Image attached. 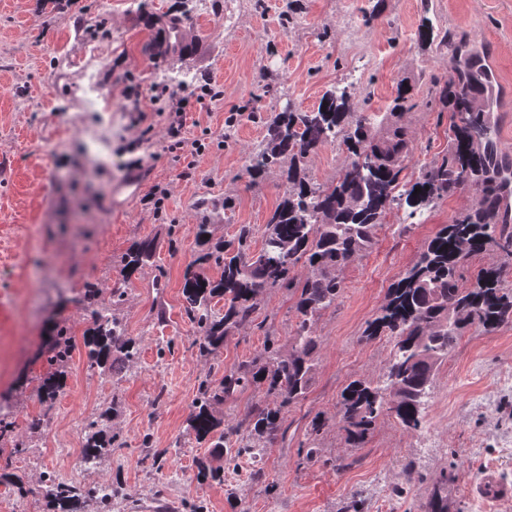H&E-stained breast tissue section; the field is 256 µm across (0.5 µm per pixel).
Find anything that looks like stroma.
I'll use <instances>...</instances> for the list:
<instances>
[{
	"instance_id": "stroma-1",
	"label": "stroma",
	"mask_w": 512,
	"mask_h": 512,
	"mask_svg": "<svg viewBox=\"0 0 512 512\" xmlns=\"http://www.w3.org/2000/svg\"><path fill=\"white\" fill-rule=\"evenodd\" d=\"M180 13V0H141L137 10L125 0H0V397L9 403L0 417L12 424L0 441V512L18 503L50 512L48 472L87 489L112 486L108 512H138L141 503L155 512H344L354 496L363 512H424L443 479L448 512H512V500L481 492L492 476L512 484V377L504 374L512 324L460 339L438 370L419 430L385 415L361 447L334 425L313 459L301 453L313 417L334 416L350 381L382 378L391 344L365 336L366 325L425 241L474 202L472 187L412 220L406 205H389L373 249L344 270L335 308L317 321L314 378L285 414L284 440L259 459L241 457L220 480L198 476L201 465L222 461L189 429L190 406L201 383L221 379L267 340L290 349L295 298L269 291L252 325L226 336L213 358L199 356L182 298L196 224L208 219L214 237L232 239L240 225L263 227L283 193L280 172L257 182L243 173L265 134L251 111H309L338 87L363 112L383 113L407 84L403 180L416 181L447 154L453 118L436 90L451 74L448 50L420 42L422 27L466 43L498 73L494 138L512 155V0H228L220 17L182 13L190 56L153 58L155 29ZM93 43L105 59L96 83L112 104L111 160L102 166L88 153V126L100 115L79 103V66ZM62 54L68 65L58 64ZM185 72L198 77L190 91L210 93L188 108L177 145L166 135L170 80ZM197 141L203 151L192 150ZM136 161L148 183L115 211L111 191ZM204 198L229 206L205 216L197 207ZM143 239L155 241V257L124 280L122 259ZM88 283L105 301L113 289L126 292L114 314L139 352L120 372L91 366L81 343L92 325L81 301ZM56 323L78 344L48 405L38 386L54 368L41 345ZM110 405L117 448L74 469L87 424ZM39 417L50 428L31 429Z\"/></svg>"
}]
</instances>
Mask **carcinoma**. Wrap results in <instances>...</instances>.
<instances>
[{
    "instance_id": "1",
    "label": "carcinoma",
    "mask_w": 512,
    "mask_h": 512,
    "mask_svg": "<svg viewBox=\"0 0 512 512\" xmlns=\"http://www.w3.org/2000/svg\"><path fill=\"white\" fill-rule=\"evenodd\" d=\"M181 20L157 32L153 43L159 58L182 57L190 51L180 37ZM451 70L437 90L438 96L458 116L453 124V145L448 154L432 162L417 181L404 183L401 174L409 158L408 132L398 111L410 93L400 87L397 111L376 121L355 110L344 91L328 90L311 111L283 110L265 121L266 133L251 151L244 167L253 181L272 170L285 178L283 195L262 230L261 248L252 252L247 241L256 229L239 226L231 240L213 241L212 225H195L198 250L188 263L182 287L183 308L199 336L198 353L209 357L224 345L231 332L253 323L264 296L285 288L295 297L298 321L291 336V350L283 353L267 343L251 360L224 374L216 385L204 382L191 404L189 427L196 437L224 454L225 463L248 455L284 438V414L307 394L313 380V355L319 345L316 319L336 306L343 289L342 273L374 245L377 227L384 223L392 202L405 199L413 219L432 202L470 185L478 196L471 207L456 215L426 241L415 263L403 271L389 289L385 303L368 325V335L392 341L386 370L377 383L353 380L341 393L335 420L346 441L361 443L381 416L394 417L405 428L416 430L436 372L460 338L471 329L493 333L512 323V289L504 285L512 261V231L497 210L498 181L493 175V132L485 123L483 108L476 107L478 76L448 36ZM341 140L346 161L335 181L318 185L308 170L310 156L322 145ZM421 192H415V189ZM489 254L496 260L480 269L476 283L460 282V267L470 258ZM155 256L154 242L133 244L123 259L125 280ZM206 266L220 270L213 279ZM224 299V310L212 306ZM83 301L91 308L94 327L84 337L90 366L116 371L138 354L135 339L127 337L119 320L109 314L98 289L85 286ZM75 341L61 325L49 349L48 361L65 365ZM253 389L263 397L248 406L235 425H224L215 406L236 393ZM91 422L82 455L93 462L110 451L115 436ZM443 479L427 504V512H448ZM46 498L62 512H76L90 492L55 476L46 478Z\"/></svg>"
}]
</instances>
